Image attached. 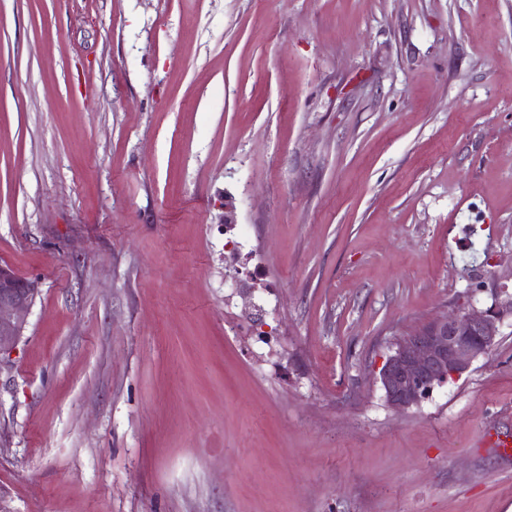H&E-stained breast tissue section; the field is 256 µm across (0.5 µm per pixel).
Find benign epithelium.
Wrapping results in <instances>:
<instances>
[{
    "instance_id": "7a95c632",
    "label": "benign epithelium",
    "mask_w": 512,
    "mask_h": 512,
    "mask_svg": "<svg viewBox=\"0 0 512 512\" xmlns=\"http://www.w3.org/2000/svg\"><path fill=\"white\" fill-rule=\"evenodd\" d=\"M35 295L31 282L0 265V353L23 336L24 317ZM509 319L512 292L502 288L484 310L453 311L396 338L377 378L388 406L407 411L435 388L461 378L492 349Z\"/></svg>"
}]
</instances>
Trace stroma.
<instances>
[{"label": "stroma", "instance_id": "35a3bbf8", "mask_svg": "<svg viewBox=\"0 0 512 512\" xmlns=\"http://www.w3.org/2000/svg\"><path fill=\"white\" fill-rule=\"evenodd\" d=\"M0 264V512H512V327L376 381L512 290V0H0ZM35 295L31 282L0 265V354L23 336L24 317L33 306ZM509 319L512 325V291L502 288L485 310L453 311L396 338L377 378L388 406L407 411L460 379L492 349Z\"/></svg>", "mask_w": 512, "mask_h": 512}]
</instances>
